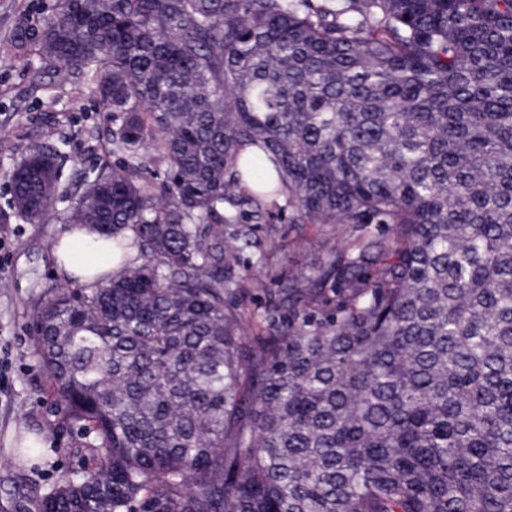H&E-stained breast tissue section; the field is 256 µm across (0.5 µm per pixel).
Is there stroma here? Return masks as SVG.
Instances as JSON below:
<instances>
[{"mask_svg":"<svg viewBox=\"0 0 512 512\" xmlns=\"http://www.w3.org/2000/svg\"><path fill=\"white\" fill-rule=\"evenodd\" d=\"M58 0H0V512H36L39 498L60 479L79 470L74 446L83 439L79 425L66 420L53 397L32 340L35 308L47 288L59 284L52 243L61 230L66 203H56L40 223L14 212L10 170L14 159L35 142L64 143L58 186L74 189L80 174L115 164L108 131L109 113L65 73H57L52 90L34 75L48 61L38 43L18 47L23 19L53 16ZM280 206L260 222L258 247L244 251L239 274L245 290L240 313L251 320L253 335L266 325L264 308L284 307L288 277L300 267L318 265L345 240L346 231L320 224H291ZM46 433V447L36 461L18 459L20 429Z\"/></svg>","mask_w":512,"mask_h":512,"instance_id":"35a3bbf8","label":"stroma"}]
</instances>
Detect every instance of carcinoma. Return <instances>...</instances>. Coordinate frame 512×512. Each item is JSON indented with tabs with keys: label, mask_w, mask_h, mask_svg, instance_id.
<instances>
[{
	"label": "carcinoma",
	"mask_w": 512,
	"mask_h": 512,
	"mask_svg": "<svg viewBox=\"0 0 512 512\" xmlns=\"http://www.w3.org/2000/svg\"><path fill=\"white\" fill-rule=\"evenodd\" d=\"M31 40L125 163L59 196L33 143L14 206L138 253L35 313L96 434L37 512H512V0H59ZM277 195L358 235L252 336L240 206Z\"/></svg>",
	"instance_id": "obj_1"
}]
</instances>
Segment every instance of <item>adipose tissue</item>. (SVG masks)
Listing matches in <instances>:
<instances>
[{
  "label": "adipose tissue",
  "mask_w": 512,
  "mask_h": 512,
  "mask_svg": "<svg viewBox=\"0 0 512 512\" xmlns=\"http://www.w3.org/2000/svg\"><path fill=\"white\" fill-rule=\"evenodd\" d=\"M135 256L136 252L132 249L122 256H113L111 245L100 243L97 233L86 224L68 225L53 245L54 264L58 272L81 285L111 277Z\"/></svg>",
  "instance_id": "obj_1"
}]
</instances>
